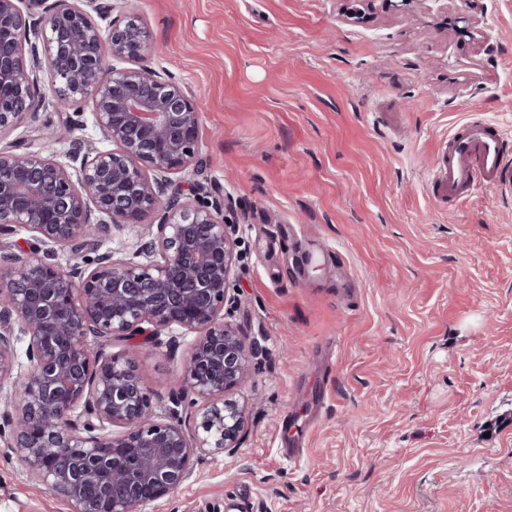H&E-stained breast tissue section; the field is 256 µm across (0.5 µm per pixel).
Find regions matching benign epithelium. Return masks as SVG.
Instances as JSON below:
<instances>
[{
	"label": "benign epithelium",
	"mask_w": 512,
	"mask_h": 512,
	"mask_svg": "<svg viewBox=\"0 0 512 512\" xmlns=\"http://www.w3.org/2000/svg\"><path fill=\"white\" fill-rule=\"evenodd\" d=\"M106 0H0V136L36 115L40 73L63 122L91 106L112 148L85 152L70 140V167L29 145L0 150V235L21 227L26 256L0 254V388L13 387L7 447L70 512H140L174 495L202 455L232 450L245 428L233 391L254 355L226 321L236 265L224 204L193 202L184 174L197 172L200 108L186 89L147 64L140 16H112ZM135 258L97 255L62 269L57 250L97 251L143 223ZM109 221L91 222L92 211ZM194 335L183 364L193 424L155 417L134 356L106 354L115 338ZM28 338L29 367L13 337Z\"/></svg>",
	"instance_id": "benign-epithelium-1"
}]
</instances>
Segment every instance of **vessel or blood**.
Wrapping results in <instances>:
<instances>
[{
  "instance_id": "obj_1",
  "label": "vessel or blood",
  "mask_w": 512,
  "mask_h": 512,
  "mask_svg": "<svg viewBox=\"0 0 512 512\" xmlns=\"http://www.w3.org/2000/svg\"><path fill=\"white\" fill-rule=\"evenodd\" d=\"M449 200L483 186L512 187V142L487 122H470L453 133L438 170Z\"/></svg>"
}]
</instances>
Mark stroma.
I'll list each match as a JSON object with an SVG mask.
<instances>
[{
    "label": "stroma",
    "instance_id": "stroma-1",
    "mask_svg": "<svg viewBox=\"0 0 512 512\" xmlns=\"http://www.w3.org/2000/svg\"><path fill=\"white\" fill-rule=\"evenodd\" d=\"M156 70L200 103L201 170L238 262L226 308L256 354L239 448L146 512H512V191L440 201L449 133L512 137V0H136ZM51 102L0 138L61 126ZM193 341L131 351L163 413ZM304 453L279 446L281 424ZM0 512H69L0 445Z\"/></svg>",
    "mask_w": 512,
    "mask_h": 512
}]
</instances>
